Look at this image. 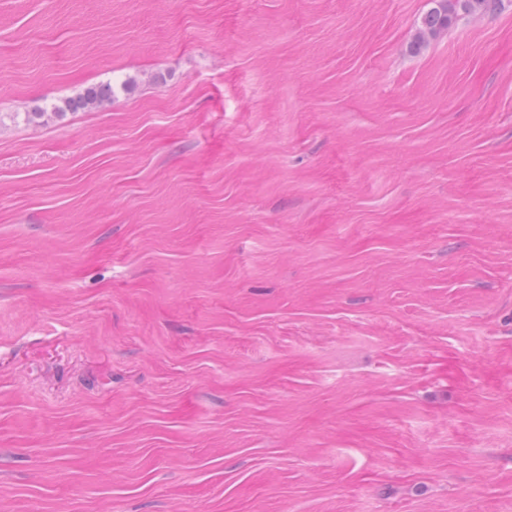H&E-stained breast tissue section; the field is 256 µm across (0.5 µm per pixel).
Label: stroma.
Returning <instances> with one entry per match:
<instances>
[{"mask_svg": "<svg viewBox=\"0 0 512 512\" xmlns=\"http://www.w3.org/2000/svg\"><path fill=\"white\" fill-rule=\"evenodd\" d=\"M0 0V512H512V0ZM432 6L422 19L415 41L414 49L424 46L428 39L435 38L448 31L459 12L467 14L493 13L497 10L498 0H432ZM115 94V86L111 82L94 84L83 89L74 97L58 100L54 103L37 106L30 112L0 113V126L5 118L12 122L23 114V121L28 124L49 122L65 116L68 112L97 109L112 101ZM4 114V115H2Z\"/></svg>", "mask_w": 512, "mask_h": 512, "instance_id": "stroma-1", "label": "stroma"}]
</instances>
